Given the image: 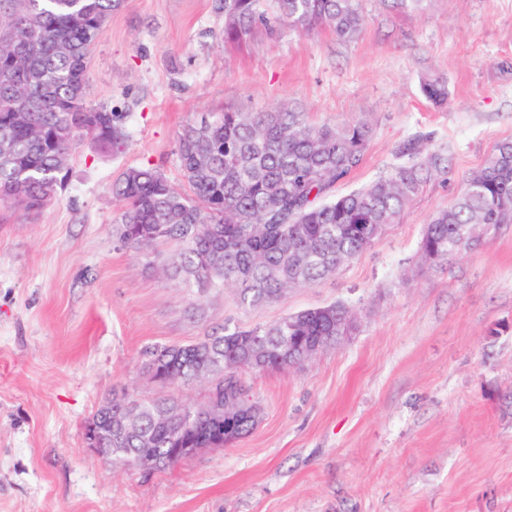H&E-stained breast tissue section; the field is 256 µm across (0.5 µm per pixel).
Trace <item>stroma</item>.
Returning <instances> with one entry per match:
<instances>
[{"label": "stroma", "instance_id": "35a3bbf8", "mask_svg": "<svg viewBox=\"0 0 512 512\" xmlns=\"http://www.w3.org/2000/svg\"><path fill=\"white\" fill-rule=\"evenodd\" d=\"M351 42L327 30L225 42L224 0H123L88 59L87 99L119 114L123 151L84 140L39 214L0 223V512H512V224L445 261H423L426 224L512 140V0H362ZM441 79L445 103L427 97ZM314 124L370 120L360 165L335 195L407 163L423 137L441 157L370 248L258 307L232 288H188L112 234L125 169L183 179L182 127L280 103ZM341 302L353 336L301 367L240 371L261 410L249 434L142 479L85 449L112 393L208 398L160 386L143 350L187 345Z\"/></svg>", "mask_w": 512, "mask_h": 512}]
</instances>
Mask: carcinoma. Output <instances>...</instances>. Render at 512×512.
Returning <instances> with one entry per match:
<instances>
[{
	"instance_id": "cac0c4a2",
	"label": "carcinoma",
	"mask_w": 512,
	"mask_h": 512,
	"mask_svg": "<svg viewBox=\"0 0 512 512\" xmlns=\"http://www.w3.org/2000/svg\"><path fill=\"white\" fill-rule=\"evenodd\" d=\"M122 0H0V138L12 145L10 161L0 160V201L33 214L64 187L63 171L79 142L89 137L107 150L123 147L126 136L116 113L88 102V52L102 25ZM361 0H224V42L239 43L262 29L298 31L316 27L350 41L362 31ZM372 133L359 120L313 126L287 103L270 112L210 113L185 125L177 151L187 189L175 187L159 167L126 169L112 183L122 204L113 225L128 249L150 254L167 240L181 251L163 266L172 278L196 288L237 290L239 302L256 307L286 297L292 288L334 274L367 250L380 234L366 236L358 225L383 230L437 170L438 158L420 156V138L404 151L411 161L394 167L368 186L333 195L336 183L361 162ZM512 224V140L499 143L462 194L426 225L424 258L446 260L477 246L480 234ZM347 318L340 303L289 314L250 330L224 328L188 345L155 344L143 353L146 372L171 370L181 384L203 367L231 376L236 389L219 395L238 403L245 390L236 374L243 339L265 353L257 370L287 368L280 336L326 340ZM128 393L112 395L97 413L112 415V447L123 453L159 458L158 469L176 464L171 448H221L250 432L247 417L234 430L195 407L197 418L184 427L166 418L173 400L139 403L131 420L121 410L135 403Z\"/></svg>"
}]
</instances>
